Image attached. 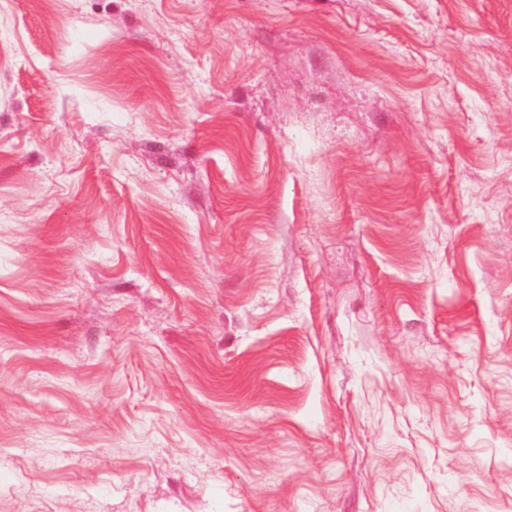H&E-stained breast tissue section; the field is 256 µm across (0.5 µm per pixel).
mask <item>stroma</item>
Here are the masks:
<instances>
[{"instance_id": "obj_1", "label": "stroma", "mask_w": 512, "mask_h": 512, "mask_svg": "<svg viewBox=\"0 0 512 512\" xmlns=\"http://www.w3.org/2000/svg\"><path fill=\"white\" fill-rule=\"evenodd\" d=\"M0 512H512V0L0 5Z\"/></svg>"}]
</instances>
